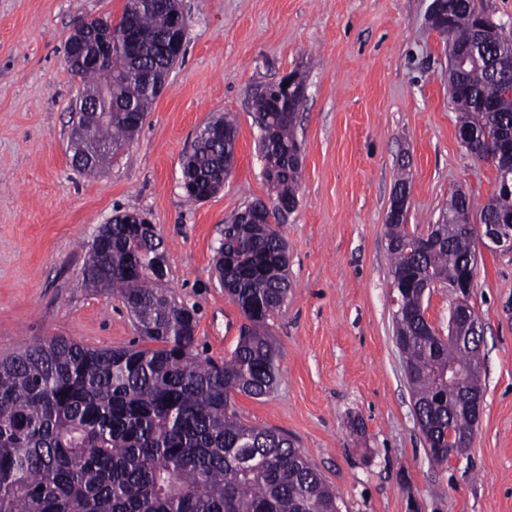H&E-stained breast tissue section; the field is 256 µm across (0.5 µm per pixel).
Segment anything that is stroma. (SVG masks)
Segmentation results:
<instances>
[{
    "label": "stroma",
    "instance_id": "stroma-1",
    "mask_svg": "<svg viewBox=\"0 0 512 512\" xmlns=\"http://www.w3.org/2000/svg\"><path fill=\"white\" fill-rule=\"evenodd\" d=\"M432 0H181L186 51L129 148L90 177L71 164L78 83L64 43L126 0H0V358L63 336L138 344L118 298L82 284L88 247L120 212L154 224L165 285L198 317L195 351L222 364L244 322L215 274L225 224L267 199L256 86L300 72L306 97L288 300L269 319L273 392L233 398L239 418L288 435L340 496L341 512H512V252L478 248L469 303L483 326V413L467 451L434 463L394 339L386 221L406 177L407 224L422 234L451 191L484 203L492 165L462 146L446 40ZM236 125L224 187L191 204L180 160L213 119Z\"/></svg>",
    "mask_w": 512,
    "mask_h": 512
}]
</instances>
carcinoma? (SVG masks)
Masks as SVG:
<instances>
[{
    "label": "carcinoma",
    "mask_w": 512,
    "mask_h": 512,
    "mask_svg": "<svg viewBox=\"0 0 512 512\" xmlns=\"http://www.w3.org/2000/svg\"><path fill=\"white\" fill-rule=\"evenodd\" d=\"M168 7L140 15L138 26L167 37ZM477 10L470 0L449 17L448 60L458 80L449 89L458 112V133L469 132L483 152L512 134V98L482 107L479 96L505 79L482 57L465 54L477 38ZM127 13L109 22L112 44L125 40ZM163 71L168 62L153 47L140 58L115 53L106 68L81 69V85L99 93V112L72 146L75 168L98 174L130 145L157 99L140 71ZM506 79L512 81V73ZM264 178L275 203L297 204L300 163L296 116L264 89L253 96ZM228 139L201 131L183 154L194 203L224 188L236 130L224 119ZM512 221V189H498L479 208L460 190L442 219L420 236L387 220L392 284L407 311L394 317L395 335L407 340L403 354L413 368L415 412L437 464L448 461V423L471 432L460 406L480 394V371L461 379L444 374L450 364L471 363V350L448 348L411 312L420 297L405 293L418 278L455 281L466 258L468 226ZM278 208L253 209L224 225L217 253L224 291L250 319L231 356L218 366L193 350L197 318L149 272L165 252L155 233L134 224H104L88 248L85 287L118 297L145 343L156 347L93 349L63 336L34 342L0 359V512H339L336 492L288 439L272 429L242 422L232 394L268 395L277 381L278 349L264 325L288 296V247ZM253 453L257 462L244 465Z\"/></svg>",
    "instance_id": "1"
}]
</instances>
